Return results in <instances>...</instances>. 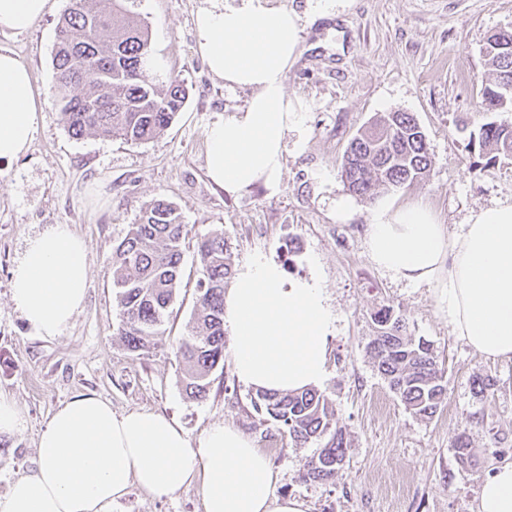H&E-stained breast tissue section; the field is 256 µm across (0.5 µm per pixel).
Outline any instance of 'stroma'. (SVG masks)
Segmentation results:
<instances>
[{
	"mask_svg": "<svg viewBox=\"0 0 512 512\" xmlns=\"http://www.w3.org/2000/svg\"><path fill=\"white\" fill-rule=\"evenodd\" d=\"M300 16V55L285 87L305 117L303 150H289L282 186L230 195L206 173V127L216 114L240 111L251 92L214 77L197 47L195 14L204 0H121L150 30L162 76L187 89L184 108L155 139L67 132L50 95L55 29L69 0H50L46 14L23 31L0 30V52L25 64L40 103L28 151L0 161V393L21 409L20 430L0 434V496L37 466V441L52 413L73 396L94 392L121 414L154 410L198 438L212 424L234 426L270 455L276 493L303 500L308 512H472L482 481L512 462V361L485 359L452 335L440 289L392 280L369 261L363 236L379 203L422 204L456 231L472 211L512 202V158L491 165L470 152L471 131L489 120L512 123V109L480 111L489 78L483 46L512 29V0H279ZM411 113L432 160L423 180L358 200L352 217L336 218L347 195L340 173L351 141L378 115ZM163 198L179 210L190 234L183 244L179 294L163 343L139 354L118 334L120 311L108 262L143 208ZM67 224L87 244L86 300L60 336L36 335L11 296V274L29 238ZM223 231L232 266L256 257L279 264L288 279L320 278L336 317L328 342V375L320 390L336 411L348 455L339 476L313 481L305 464L319 443L291 444L264 422L238 381L232 360L211 375L206 399L186 397L174 346L186 334L202 276L197 242ZM384 305L406 318L413 336L429 341L447 388L441 410L415 415L378 373L367 345L371 316ZM491 380L476 393L477 379ZM471 441L472 464L461 465L456 434ZM112 512H204L198 484L170 496L138 488Z\"/></svg>",
	"mask_w": 512,
	"mask_h": 512,
	"instance_id": "1",
	"label": "stroma"
}]
</instances>
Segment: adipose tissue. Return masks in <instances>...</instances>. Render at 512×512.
Masks as SVG:
<instances>
[{"instance_id": "obj_1", "label": "adipose tissue", "mask_w": 512, "mask_h": 512, "mask_svg": "<svg viewBox=\"0 0 512 512\" xmlns=\"http://www.w3.org/2000/svg\"><path fill=\"white\" fill-rule=\"evenodd\" d=\"M49 0H0V29L28 28ZM199 50L224 83L250 90L246 107L206 128V171L231 194L281 187L285 152L303 149V114L285 92L301 26L270 0L225 7L212 0L195 16ZM38 102L28 68L0 53V160L30 145ZM297 132L289 140V132ZM373 265L394 280L439 285L453 336L485 358L512 361V203L477 211L447 232L422 205H380L365 228ZM85 240L53 224L30 238L12 274L14 302L32 330L59 336L83 306L89 280ZM231 356L245 386L285 393L322 383L335 317L317 279L291 282L257 258L236 274L224 298ZM38 466L16 478L0 512H112L131 487L165 496L198 483L204 512H306L276 494L268 455L237 428L218 423L190 438L149 410L114 413L110 401L81 393L57 408L37 442ZM475 512H512V464L486 477Z\"/></svg>"}]
</instances>
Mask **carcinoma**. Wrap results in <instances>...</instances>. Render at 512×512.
<instances>
[{"mask_svg": "<svg viewBox=\"0 0 512 512\" xmlns=\"http://www.w3.org/2000/svg\"><path fill=\"white\" fill-rule=\"evenodd\" d=\"M70 0L56 26L52 97L67 132L119 137L141 144L160 135L180 112L187 90L176 76L159 82L151 65L148 28L113 0ZM493 81L483 89L482 108L502 109L504 79L512 81V33L506 46L497 34L484 44ZM470 149L494 161L512 157V123L490 121L470 134ZM431 166L425 135L408 112H388L377 118L350 143L341 163L348 190L371 200L379 190L411 184L424 178ZM189 235L177 208L156 199L130 225L112 252V288L120 308V336L132 352L148 351L163 336L176 298L182 244ZM203 277L198 282L188 332L176 345L183 364L181 384L192 400L205 399L211 373L224 362V288L233 276L230 243L224 233L204 236L197 244ZM375 336L367 349L379 374L414 414L431 418L441 408L446 386L432 345L408 332V323L391 306L374 312ZM256 411L295 445L323 436V448L306 463L314 481H332L348 453L343 431L333 428L335 410L315 388L277 394L258 390L251 398ZM459 462L474 454L465 434L454 437Z\"/></svg>", "mask_w": 512, "mask_h": 512, "instance_id": "carcinoma-1", "label": "carcinoma"}]
</instances>
